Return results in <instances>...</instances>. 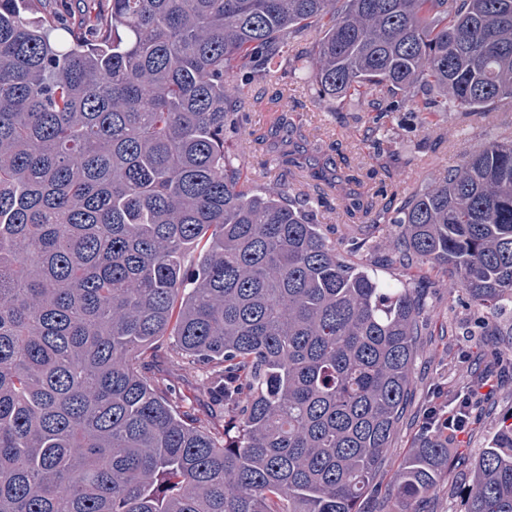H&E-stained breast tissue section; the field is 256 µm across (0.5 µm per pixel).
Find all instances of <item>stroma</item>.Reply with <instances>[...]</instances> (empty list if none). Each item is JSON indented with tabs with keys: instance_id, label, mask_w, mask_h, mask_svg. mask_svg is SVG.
Here are the masks:
<instances>
[{
	"instance_id": "1",
	"label": "stroma",
	"mask_w": 512,
	"mask_h": 512,
	"mask_svg": "<svg viewBox=\"0 0 512 512\" xmlns=\"http://www.w3.org/2000/svg\"><path fill=\"white\" fill-rule=\"evenodd\" d=\"M253 97L252 107L237 114L236 130L226 135L243 180L259 193L280 189L294 198H310L329 240L367 239L368 250L353 254V261L372 266L381 279L407 281L422 299L423 329L411 365L409 398L375 476V490L362 500L361 512H400L389 489L410 451L428 438L423 425L429 408L474 376L492 371L497 375L493 391L478 400L468 434L449 439L448 467L422 505L423 512H465L470 464L502 421L512 418V310L500 311L487 318L483 329H474L468 299L451 288L444 269L421 260L408 268L388 263L399 227L350 218L341 192L313 174L334 168L353 171L365 200L398 208L464 153L512 137V107L467 118L444 112L436 116L430 132L396 128L393 147L377 152L362 142L367 104L358 98L319 102L310 83L300 79L257 83ZM283 114L288 117L284 124L279 121ZM288 153L298 159V166L283 163Z\"/></svg>"
}]
</instances>
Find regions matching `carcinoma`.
Returning a JSON list of instances; mask_svg holds the SVG:
<instances>
[{"instance_id":"cac0c4a2","label":"carcinoma","mask_w":512,"mask_h":512,"mask_svg":"<svg viewBox=\"0 0 512 512\" xmlns=\"http://www.w3.org/2000/svg\"><path fill=\"white\" fill-rule=\"evenodd\" d=\"M0 0V512H360L410 389L421 306L226 154L251 84L401 113L512 102V0H107L95 33ZM307 58L290 35L323 15ZM394 260L512 306V140L414 194ZM205 374L202 424L167 384ZM448 443L392 493L417 512ZM466 512H512V424Z\"/></svg>"}]
</instances>
